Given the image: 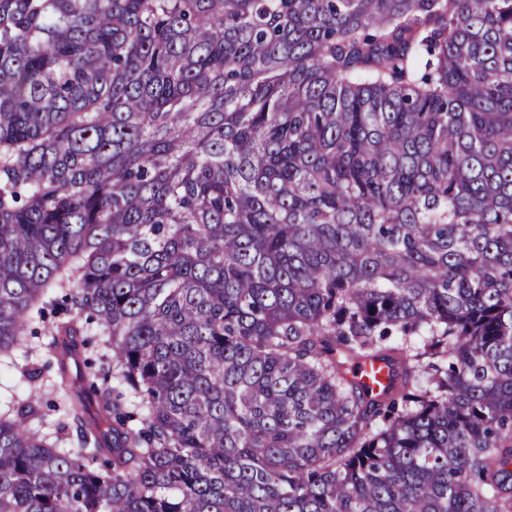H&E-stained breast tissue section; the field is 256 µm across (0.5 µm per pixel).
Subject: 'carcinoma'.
Segmentation results:
<instances>
[{
	"label": "carcinoma",
	"mask_w": 512,
	"mask_h": 512,
	"mask_svg": "<svg viewBox=\"0 0 512 512\" xmlns=\"http://www.w3.org/2000/svg\"><path fill=\"white\" fill-rule=\"evenodd\" d=\"M48 314L0 512H512V0H0V361ZM58 410L52 415L45 417L43 423H41V427H38V429L42 433H52L57 425L60 422H65L67 424V440L64 441V444L62 445L63 448H78V438L76 433V426L72 422V420L69 418V416L65 415V412L63 408L57 403Z\"/></svg>",
	"instance_id": "cac0c4a2"
}]
</instances>
